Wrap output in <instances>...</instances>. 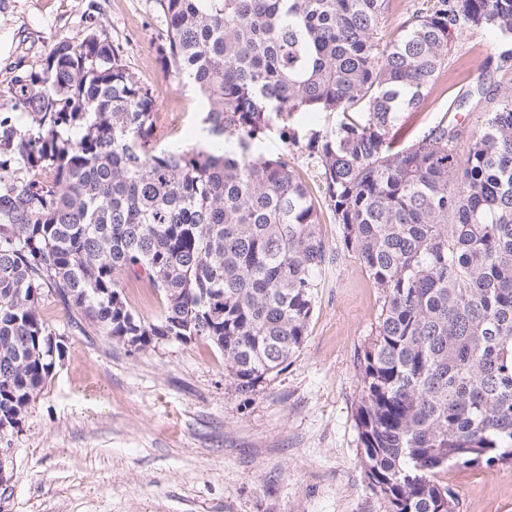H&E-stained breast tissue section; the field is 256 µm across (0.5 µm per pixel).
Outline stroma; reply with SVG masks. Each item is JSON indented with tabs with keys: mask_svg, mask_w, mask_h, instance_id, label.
<instances>
[{
	"mask_svg": "<svg viewBox=\"0 0 512 512\" xmlns=\"http://www.w3.org/2000/svg\"><path fill=\"white\" fill-rule=\"evenodd\" d=\"M93 24L154 89L157 142L193 143L205 101L156 59L159 0H0V112L29 125L2 89ZM458 42L426 107L398 112L391 137L408 144L423 135L446 112L454 83L493 52L479 31ZM320 216L338 255L322 271L307 339L248 395L205 340L161 339L137 351L72 328L63 303L45 294L42 310L64 332L66 353L21 429L0 438L13 451L0 512H388L368 487L356 423L359 362L382 296L357 255L341 249L330 209ZM447 481L456 512H512L510 464L454 469Z\"/></svg>",
	"mask_w": 512,
	"mask_h": 512,
	"instance_id": "1",
	"label": "stroma"
}]
</instances>
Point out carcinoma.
<instances>
[{
  "instance_id": "carcinoma-1",
  "label": "carcinoma",
  "mask_w": 512,
  "mask_h": 512,
  "mask_svg": "<svg viewBox=\"0 0 512 512\" xmlns=\"http://www.w3.org/2000/svg\"><path fill=\"white\" fill-rule=\"evenodd\" d=\"M160 2L157 60L207 102L209 145L155 146L154 91L95 26L5 90L31 123L0 117V433L64 354L47 291L138 351L209 342L241 394L281 372L328 260L302 152L383 298L356 412L369 485L391 512H456L448 469L512 464V0H425L390 40V0ZM467 29L496 52L421 138L388 140ZM301 112L340 120L303 130ZM274 131L288 152L267 157ZM290 161L291 166L307 183L314 196L321 200V176L317 168L310 163L305 155H301L299 152L291 156ZM125 293L127 300L136 312L145 317L153 318L161 310V299L159 295L149 287L147 282L136 281L134 278H126ZM151 289V291L148 290Z\"/></svg>"
}]
</instances>
